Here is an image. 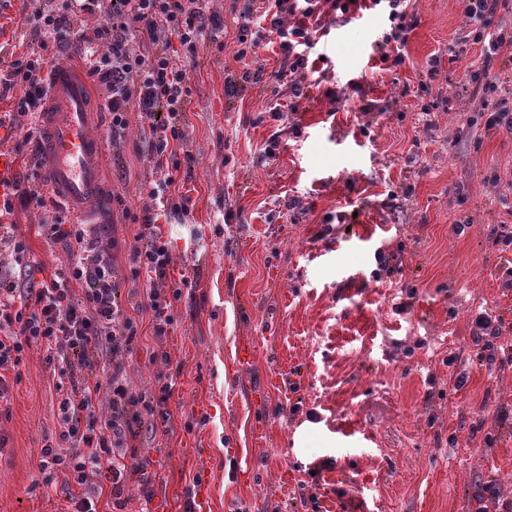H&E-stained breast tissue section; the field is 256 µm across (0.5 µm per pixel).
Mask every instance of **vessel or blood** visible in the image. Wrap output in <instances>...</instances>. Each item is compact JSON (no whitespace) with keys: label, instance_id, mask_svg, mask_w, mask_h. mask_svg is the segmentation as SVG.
<instances>
[{"label":"vessel or blood","instance_id":"obj_1","mask_svg":"<svg viewBox=\"0 0 512 512\" xmlns=\"http://www.w3.org/2000/svg\"><path fill=\"white\" fill-rule=\"evenodd\" d=\"M97 107L93 86L82 70L64 60L57 63L38 114L42 138L37 171L77 224L92 223L105 191L103 145L90 132Z\"/></svg>","mask_w":512,"mask_h":512}]
</instances>
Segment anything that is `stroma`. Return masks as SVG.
<instances>
[{
  "label": "stroma",
  "instance_id": "1",
  "mask_svg": "<svg viewBox=\"0 0 512 512\" xmlns=\"http://www.w3.org/2000/svg\"><path fill=\"white\" fill-rule=\"evenodd\" d=\"M41 3L0 0V58L29 49L22 15ZM204 6L224 35L201 42L191 74L178 182L191 214L159 226L171 278L190 285L168 365L150 362L147 329L125 358L136 393L176 374L168 431L139 432L148 464L121 505L87 486L98 512H183L190 491L206 493L205 512H471L486 481L512 496V363L482 360L471 323L488 311L512 341V245L491 233L512 226V185L488 181L512 170V130L486 126L470 80L489 73L486 104L512 107V52L462 43L465 0H411L393 65L381 4L331 24L313 50L322 74L276 121L283 83L225 96L243 70L238 25L226 0ZM92 132L111 193L96 230L125 270L138 227L122 209L149 201L143 121L131 111L116 134L104 114ZM55 214L19 203L11 216L48 277L65 257L41 233ZM58 382L45 351L28 350L0 413V512L67 510L70 472L39 468Z\"/></svg>",
  "mask_w": 512,
  "mask_h": 512
}]
</instances>
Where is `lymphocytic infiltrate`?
<instances>
[{
  "mask_svg": "<svg viewBox=\"0 0 512 512\" xmlns=\"http://www.w3.org/2000/svg\"><path fill=\"white\" fill-rule=\"evenodd\" d=\"M383 2L397 32H406L404 0H260L237 16L234 59L244 61L259 40L275 36L283 66L273 78L287 81L290 98H302L307 75L316 69L310 52L323 19L333 11L362 14ZM102 3L62 0L26 15L24 24L36 48L0 68V95L17 94L13 111L0 113V129L19 132L21 146L38 145L42 132L37 114L47 90L49 50L58 57H80L88 76L109 88L103 108L111 115L113 133L126 129L131 109L139 110L148 127L155 178L150 206L129 215L139 226L129 247L130 273L148 281L140 308L150 313L151 332L160 342L174 327L172 308L188 284L187 279L167 277L171 252L158 220L190 213L188 196L176 187L185 144L183 114L206 14L202 0H113L111 17L86 30L80 15L97 13ZM498 3L468 0L465 9L468 35L483 44L489 57L512 48V31L493 26ZM100 42L106 44L105 52L97 51ZM48 195L35 172L0 182V251L8 252L16 266L12 272L0 271V403L10 398L9 372L18 371L32 346H46L48 362L60 364L69 385L62 388L57 405L59 443L41 448L39 467L68 468L76 486L68 498L70 512H97L82 486L95 479L109 485L113 498H121L126 483L147 466L138 449L129 446L128 436L161 411L175 382L168 374L159 381L157 394H132L123 357L140 339V322L116 302L119 271L99 236L60 216L43 225L45 238L66 243L67 253L52 277L38 279L39 268L30 263L28 247L16 238L9 217L18 203L46 206ZM101 393L109 397L112 413L98 419L92 401ZM62 443L69 455L60 453Z\"/></svg>",
  "mask_w": 512,
  "mask_h": 512,
  "instance_id": "lymphocytic-infiltrate-1",
  "label": "lymphocytic infiltrate"
}]
</instances>
